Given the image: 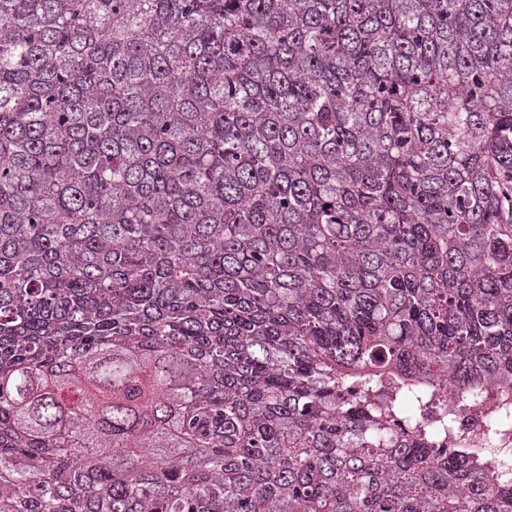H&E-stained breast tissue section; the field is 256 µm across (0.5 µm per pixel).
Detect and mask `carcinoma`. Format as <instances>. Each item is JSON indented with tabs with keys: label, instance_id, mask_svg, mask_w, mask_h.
I'll use <instances>...</instances> for the list:
<instances>
[{
	"label": "carcinoma",
	"instance_id": "cac0c4a2",
	"mask_svg": "<svg viewBox=\"0 0 512 512\" xmlns=\"http://www.w3.org/2000/svg\"><path fill=\"white\" fill-rule=\"evenodd\" d=\"M421 376L512 383V0H0V512H512Z\"/></svg>",
	"mask_w": 512,
	"mask_h": 512
}]
</instances>
